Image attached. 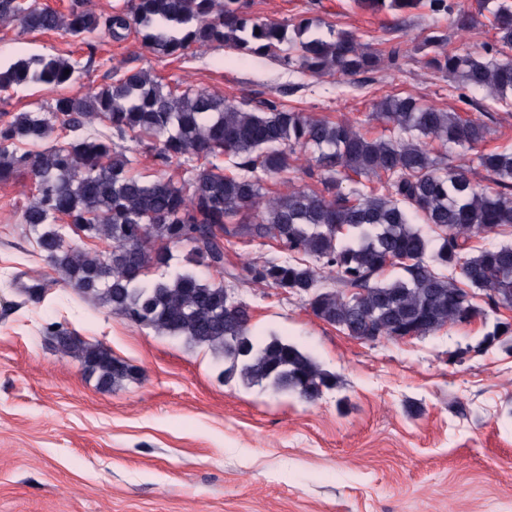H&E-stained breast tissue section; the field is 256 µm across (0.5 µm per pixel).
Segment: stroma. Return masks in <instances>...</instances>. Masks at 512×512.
Here are the masks:
<instances>
[{"label": "stroma", "mask_w": 512, "mask_h": 512, "mask_svg": "<svg viewBox=\"0 0 512 512\" xmlns=\"http://www.w3.org/2000/svg\"><path fill=\"white\" fill-rule=\"evenodd\" d=\"M246 6L291 26L313 19L327 39L355 32L378 63L318 77L224 47L162 57L132 31L91 49L14 23L0 25V60L90 57L89 75L66 94L101 86L110 68L132 67L237 104L271 99L370 138L387 133L370 117L374 105L412 95L486 122L485 150L512 145V109L487 113L483 92L449 93L447 77L418 50L441 30L448 51L481 52L494 41L489 20L459 33L425 6L400 16L353 0ZM312 164L300 152L291 171L262 179L264 193L322 191ZM33 193L27 175L0 183V512H512V339L483 343L496 322L512 323V307L428 336L372 343L321 321L297 297L244 284L253 336L277 335L335 375V388L308 402L225 379L223 358L208 348L132 325L85 298L32 254L22 212ZM36 282L48 286L44 299L20 290ZM54 325L110 348L135 379L98 387L53 346Z\"/></svg>", "instance_id": "1"}]
</instances>
